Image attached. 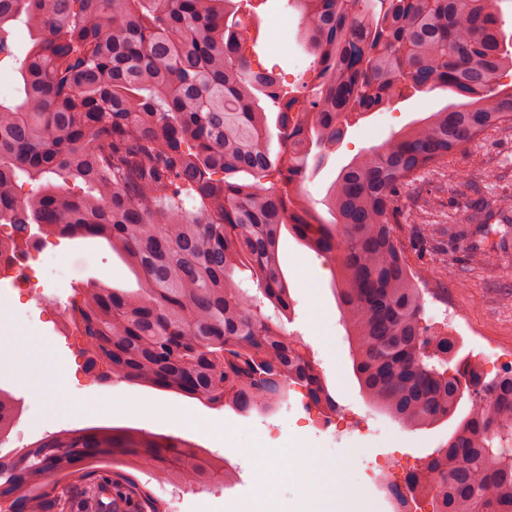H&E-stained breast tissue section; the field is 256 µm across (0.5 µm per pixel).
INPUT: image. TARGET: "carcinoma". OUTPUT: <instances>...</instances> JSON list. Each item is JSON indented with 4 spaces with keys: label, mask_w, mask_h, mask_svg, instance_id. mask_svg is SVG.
Instances as JSON below:
<instances>
[{
    "label": "carcinoma",
    "mask_w": 512,
    "mask_h": 512,
    "mask_svg": "<svg viewBox=\"0 0 512 512\" xmlns=\"http://www.w3.org/2000/svg\"><path fill=\"white\" fill-rule=\"evenodd\" d=\"M242 2L0 0V64L17 65L20 84L0 99V225L12 234L0 269L39 233L101 238L139 287L92 282L63 308L94 378L104 365L114 380L239 414L277 411L293 385L334 411L306 346L286 339L288 234L337 264L353 372L376 411L432 429L470 393L468 413L407 483L439 489L433 512H512V372L488 381L454 360L455 337L425 318L397 221L405 185L512 123V86L497 82L512 68L503 0H291L313 58L303 93L242 55L263 0L247 12ZM436 89L456 102L343 166L328 217L305 206L302 184L349 128ZM270 176L296 196L267 186ZM492 217L479 204L467 214L483 234ZM415 220L435 236L453 217L435 196ZM18 412L0 389V438ZM203 459L178 437L132 427L51 433L0 453V512H167L133 472L235 483L232 467L216 476Z\"/></svg>",
    "instance_id": "obj_1"
}]
</instances>
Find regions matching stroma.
<instances>
[{
  "label": "stroma",
  "instance_id": "35a3bbf8",
  "mask_svg": "<svg viewBox=\"0 0 512 512\" xmlns=\"http://www.w3.org/2000/svg\"><path fill=\"white\" fill-rule=\"evenodd\" d=\"M257 25V43L245 49L253 68L273 71L289 90L301 89L308 79L312 58L298 39L299 14L287 6L286 0H266L258 11ZM449 102L447 93L437 90L395 99L389 108L361 120L349 129L323 168L305 181L306 198L320 200L340 168L353 157L383 144L394 132ZM449 167L469 172L476 185L474 199L499 209L503 185H512V126L475 141L468 153L454 158ZM487 169L497 171L501 183L486 181L483 172ZM430 194L444 196L452 213H463L470 201L448 191L446 183L431 173L404 187L399 223L411 265L418 271H431L429 284L434 294L454 305L469 323L479 326L489 339L511 347L512 224L500 225L504 243L489 247L488 264H477L470 238L458 237L457 225H447L444 234L431 239L424 225L413 223L418 206ZM21 259L28 270L27 276L1 278L0 297L5 298L11 310L12 322L26 335L47 341L51 350L38 354L23 347L13 354V361L32 363L44 373L65 368L67 392L72 397L88 399L109 393L147 399L181 408L199 423L198 428L175 432L166 422L133 415L49 417L40 401L27 397L23 400L24 444L60 430L126 426L152 433L178 434L203 452L222 456L237 469V482L228 486L215 480L204 486L176 487L162 482L154 473H139V480L161 498L179 492L180 512H268L270 502L284 506L310 492L304 472L297 471L275 478L273 496L258 495L255 474L263 456L272 449L288 448L316 449L317 462L344 474L350 484L365 485L372 503L369 512H394L384 492L368 482L367 462L391 456L405 458L404 471L395 476L396 482H403L406 472L417 467L436 446L447 442L455 428L450 421L430 430L414 431L371 412L353 373L349 343L332 290L335 268L292 237H285L281 245V263L288 276L295 312L286 329L314 352L320 362V373L341 414L353 423L368 417L369 433L353 429L334 435L317 433L293 414L305 401L298 388L290 390L288 407L263 416L255 412L241 415L228 407L213 408L175 393L125 382L92 380L85 371V359L78 351L76 338L68 337L65 328L56 321L54 305L66 302L70 284L83 285L92 280L133 289L137 286L135 276L110 246L99 239L52 241L43 251L27 250Z\"/></svg>",
  "mask_w": 512,
  "mask_h": 512
}]
</instances>
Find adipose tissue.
I'll return each instance as SVG.
<instances>
[{"mask_svg": "<svg viewBox=\"0 0 512 512\" xmlns=\"http://www.w3.org/2000/svg\"><path fill=\"white\" fill-rule=\"evenodd\" d=\"M14 377L17 383L27 389L31 397L42 402L46 413L52 416L123 411L148 419H163L177 426H189L193 423L192 418L180 410L138 399L117 401L109 394L92 401L60 397V390L66 386V375L60 370L42 377L33 368L24 366L15 369Z\"/></svg>", "mask_w": 512, "mask_h": 512, "instance_id": "adipose-tissue-1", "label": "adipose tissue"}]
</instances>
